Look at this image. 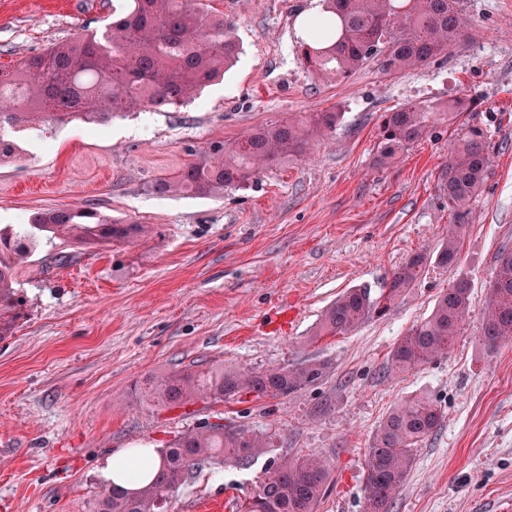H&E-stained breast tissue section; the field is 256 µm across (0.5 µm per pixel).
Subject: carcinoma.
I'll return each mask as SVG.
<instances>
[{
    "instance_id": "obj_1",
    "label": "carcinoma",
    "mask_w": 512,
    "mask_h": 512,
    "mask_svg": "<svg viewBox=\"0 0 512 512\" xmlns=\"http://www.w3.org/2000/svg\"><path fill=\"white\" fill-rule=\"evenodd\" d=\"M322 12L306 24L298 41L301 62L314 74H351L370 62L387 74L428 64L458 45L477 26L463 0H323ZM230 26L212 14L204 0H127L105 30L84 32L27 57L8 72L0 70V130L42 115L106 123L126 112H162L192 103L239 54ZM23 105L28 116L17 111ZM471 109L455 99L435 112L405 105L383 115L378 162L385 164L419 142L431 119L448 120ZM343 118L334 110L257 127L241 139L211 143L205 156L173 176L151 184L157 194L182 191L213 196L226 188H244L262 170L306 157L315 139L327 136ZM490 143L483 129L465 126L438 173L448 197L452 227L435 261L447 267L458 260L460 239L473 223L474 206L491 175ZM149 233L143 224L112 220L94 207L56 208L33 213L20 230L0 226V339L12 335L22 307L17 269L41 243L69 248L132 242ZM428 258L410 257L394 271L378 296L351 288L324 312L315 337L344 336L368 319L387 316L421 276ZM498 271L488 287L481 336L488 348L512 338V249L497 256ZM470 310L465 280L436 300L426 320L395 344L390 369L404 373L446 353ZM323 363L257 370L181 369L147 376L134 390L143 399L183 405L196 398L234 403L286 397L321 381ZM441 407L425 396L400 401L376 430L365 454L363 512H389L404 485L417 447L441 424ZM271 437L250 429L207 423L157 450L160 465L135 491L100 483L94 512H165L175 490L195 468L220 458L250 464ZM326 461L308 454L278 462L247 500V512H318L326 492Z\"/></svg>"
}]
</instances>
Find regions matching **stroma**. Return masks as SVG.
I'll return each instance as SVG.
<instances>
[{"mask_svg": "<svg viewBox=\"0 0 512 512\" xmlns=\"http://www.w3.org/2000/svg\"><path fill=\"white\" fill-rule=\"evenodd\" d=\"M241 52L194 103L105 124L52 120L5 128L18 158L0 163V226L36 211L94 207L148 225L150 234L19 268L26 298L0 339V512H93L109 456L163 448L222 423L269 430L247 467L195 470L167 512H242L281 458L313 453L330 467L319 512H362L364 454L402 399L443 412L415 452L391 512H512V340L488 349L480 332L496 257L512 248V0H464L476 36L393 76L377 64L312 75L297 56V26L321 0H212ZM125 0H0V68L49 44L103 29ZM464 97L475 111L430 123L391 163L376 162L384 112ZM336 108L335 132L304 160L212 197L153 193L154 180L199 158L211 142ZM463 124L487 129L493 176L475 205L454 266L428 264L388 316L344 336L315 338L324 310L349 288L379 294L410 256L448 234L437 174ZM470 313L446 354L400 374L389 355L458 280ZM325 378L287 397L156 406L135 381L175 369H266L309 362Z\"/></svg>", "mask_w": 512, "mask_h": 512, "instance_id": "1", "label": "stroma"}]
</instances>
